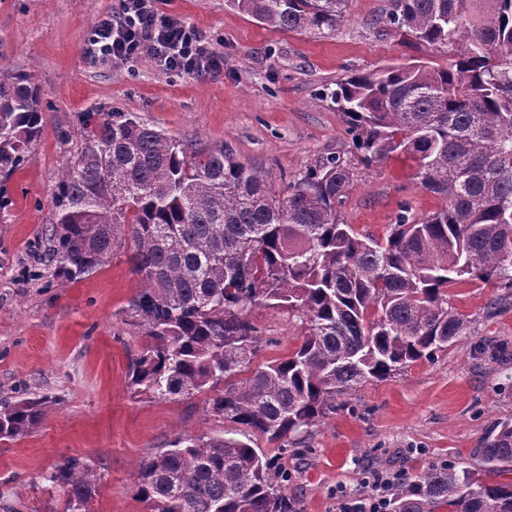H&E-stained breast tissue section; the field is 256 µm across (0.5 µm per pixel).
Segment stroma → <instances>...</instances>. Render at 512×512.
<instances>
[{
  "mask_svg": "<svg viewBox=\"0 0 512 512\" xmlns=\"http://www.w3.org/2000/svg\"><path fill=\"white\" fill-rule=\"evenodd\" d=\"M119 7L120 0H0V72L34 75L45 118L40 140L0 196V400L49 399L32 434L0 439V495L14 498L19 512H62V494L38 485L66 456L83 458L100 477L92 512H146L136 485L140 463L180 436L230 427L205 411L199 395L134 396L128 374L146 334L128 314L140 282L126 251L74 283L52 259V192L87 116L133 113L177 140L223 146L279 192L322 160L341 157L355 178L340 215L377 236L401 205L417 217L441 205L420 186L411 159L360 163L331 99L336 82L355 71L417 59L447 65L446 54L378 33L375 21L389 0H349L344 21L323 37L267 28L228 0H157L160 14L197 29L223 57L222 69L203 78L144 57L87 61L82 47L96 17ZM448 293L470 320L448 349L341 397L304 448L283 452L255 438L287 471L299 512H338L340 492L369 497L370 469L412 475L433 463L479 468L476 448L512 414V296L480 282ZM494 299L502 305L491 314ZM250 320L263 341L258 362L283 357L301 341L286 309L257 307Z\"/></svg>",
  "mask_w": 512,
  "mask_h": 512,
  "instance_id": "1",
  "label": "stroma"
}]
</instances>
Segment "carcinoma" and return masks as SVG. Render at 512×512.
Segmentation results:
<instances>
[{
    "instance_id": "carcinoma-1",
    "label": "carcinoma",
    "mask_w": 512,
    "mask_h": 512,
    "mask_svg": "<svg viewBox=\"0 0 512 512\" xmlns=\"http://www.w3.org/2000/svg\"><path fill=\"white\" fill-rule=\"evenodd\" d=\"M280 31L331 34L348 0H231ZM379 31L450 55L352 74L331 94L360 162L408 155L442 200L404 204L377 238L337 210L354 177L338 158L285 192L224 152L172 139L132 113L100 112L54 185L53 255L67 280L131 239L142 288L129 304L148 338L129 372L152 399L206 395L240 437L185 435L137 472L147 512H296L287 476L248 439L277 449L336 411V397L430 360L467 330L448 287L512 290V0H391ZM41 88L0 72V176L18 171L44 128ZM284 307L303 327L287 356L256 367L248 313ZM47 401L0 405V439L32 433ZM482 468L431 464L395 484L390 512H512V414L475 451ZM96 472L67 457L43 475L64 512H91Z\"/></svg>"
}]
</instances>
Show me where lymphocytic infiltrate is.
<instances>
[{
	"label": "lymphocytic infiltrate",
	"mask_w": 512,
	"mask_h": 512,
	"mask_svg": "<svg viewBox=\"0 0 512 512\" xmlns=\"http://www.w3.org/2000/svg\"><path fill=\"white\" fill-rule=\"evenodd\" d=\"M154 0H122L118 11L99 15L84 44L95 63L128 62L141 57L167 71L205 76L220 65L213 50L193 27L158 15Z\"/></svg>",
	"instance_id": "f902f5d3"
}]
</instances>
